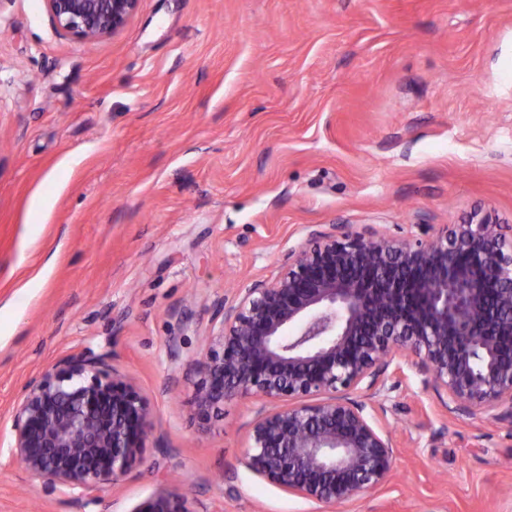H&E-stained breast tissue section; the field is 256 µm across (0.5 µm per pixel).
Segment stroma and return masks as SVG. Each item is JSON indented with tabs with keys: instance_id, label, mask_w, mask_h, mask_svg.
Listing matches in <instances>:
<instances>
[{
	"instance_id": "stroma-1",
	"label": "stroma",
	"mask_w": 512,
	"mask_h": 512,
	"mask_svg": "<svg viewBox=\"0 0 512 512\" xmlns=\"http://www.w3.org/2000/svg\"><path fill=\"white\" fill-rule=\"evenodd\" d=\"M512 225V0H140L115 36L0 0V512H330L241 464L257 399L201 431L213 306L315 224L417 238ZM106 354L154 409L143 465L90 498L11 450L22 388ZM388 481L331 512H512V425L440 416L408 358ZM133 512H194L188 496L177 487H161Z\"/></svg>"
}]
</instances>
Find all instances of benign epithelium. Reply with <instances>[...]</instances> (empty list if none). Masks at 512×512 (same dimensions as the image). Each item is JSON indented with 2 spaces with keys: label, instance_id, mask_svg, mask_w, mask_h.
<instances>
[{
  "label": "benign epithelium",
  "instance_id": "benign-epithelium-1",
  "mask_svg": "<svg viewBox=\"0 0 512 512\" xmlns=\"http://www.w3.org/2000/svg\"><path fill=\"white\" fill-rule=\"evenodd\" d=\"M139 2L44 0L55 28L78 41L116 35ZM403 355L442 415L492 411L512 424V225L476 211L415 239L309 229L274 275L215 303L192 402L208 425L226 401L260 400L241 464L333 507L388 480L397 447L380 399ZM11 434L27 473L90 494L143 463L153 409L131 376L88 351L24 387ZM134 512L194 510L179 488L161 487Z\"/></svg>",
  "mask_w": 512,
  "mask_h": 512
}]
</instances>
